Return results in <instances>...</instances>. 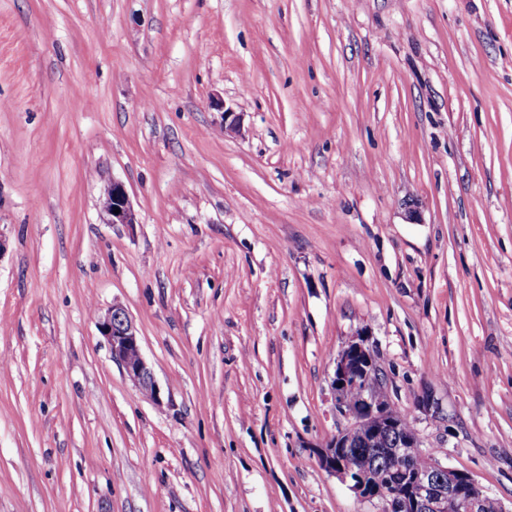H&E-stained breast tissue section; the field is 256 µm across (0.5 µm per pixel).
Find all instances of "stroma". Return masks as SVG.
<instances>
[{"label":"stroma","mask_w":512,"mask_h":512,"mask_svg":"<svg viewBox=\"0 0 512 512\" xmlns=\"http://www.w3.org/2000/svg\"><path fill=\"white\" fill-rule=\"evenodd\" d=\"M0 239V512H382L313 453L361 336L512 501V0H0ZM104 196L109 199V205L103 207L104 214L108 217V223L111 224H132L135 223V213L130 203L128 192L125 185L117 180H112L105 189ZM120 209V213L115 214L114 210ZM98 327L101 334L108 339L112 359L145 396L157 404L160 403V390L142 354L136 324L125 308L120 303L112 304V307L99 316Z\"/></svg>","instance_id":"stroma-1"}]
</instances>
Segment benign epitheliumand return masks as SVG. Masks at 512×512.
<instances>
[{
  "instance_id": "obj_1",
  "label": "benign epithelium",
  "mask_w": 512,
  "mask_h": 512,
  "mask_svg": "<svg viewBox=\"0 0 512 512\" xmlns=\"http://www.w3.org/2000/svg\"><path fill=\"white\" fill-rule=\"evenodd\" d=\"M104 196L109 199V205L103 208L109 223H136L128 192L121 181L112 180ZM116 209L120 213H114ZM98 327L108 339L112 359L145 396L160 403V390L142 354L136 324L125 308L119 303L112 304L99 316ZM371 378L383 381L385 374L367 345V339L361 337L341 350L329 378L336 411L347 424L325 444L314 449L321 468L350 483L351 490L361 500L382 503L383 512H446L450 498L457 500L460 512H482L487 493L472 475L450 468L439 460L425 470L412 468L406 449L421 447L415 432L397 441L396 447L386 449L394 463V471L393 478L381 486L368 483V475L355 469L346 459L343 449L349 446L352 435L362 433L377 438L399 431V422L392 410L373 397L367 385ZM353 389L360 392L356 402L348 398Z\"/></svg>"
}]
</instances>
